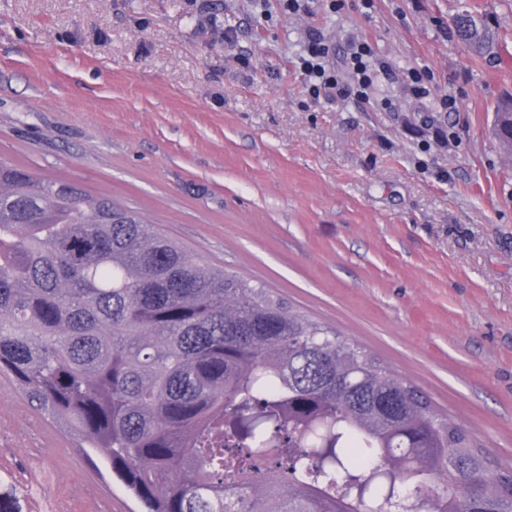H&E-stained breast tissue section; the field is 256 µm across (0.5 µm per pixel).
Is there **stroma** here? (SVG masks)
Here are the masks:
<instances>
[{
    "label": "stroma",
    "mask_w": 512,
    "mask_h": 512,
    "mask_svg": "<svg viewBox=\"0 0 512 512\" xmlns=\"http://www.w3.org/2000/svg\"><path fill=\"white\" fill-rule=\"evenodd\" d=\"M0 0V157L80 184L348 335L512 464V0ZM479 16L493 44L460 43ZM389 64L312 98L307 28ZM429 69L428 92L407 74ZM455 99L443 109V97ZM47 494L91 495L36 448ZM454 27L456 37L460 41L468 43L479 50L491 47L486 29L476 15L468 11L457 15ZM494 135L502 150L512 155V96L498 105L495 113Z\"/></svg>",
    "instance_id": "stroma-1"
}]
</instances>
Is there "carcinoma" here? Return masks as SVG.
I'll list each match as a JSON object with an SVG mask.
<instances>
[{
  "mask_svg": "<svg viewBox=\"0 0 512 512\" xmlns=\"http://www.w3.org/2000/svg\"><path fill=\"white\" fill-rule=\"evenodd\" d=\"M454 27L490 48L476 15ZM494 135L512 155V98ZM2 374L144 512H512V470L356 341L0 158Z\"/></svg>",
  "mask_w": 512,
  "mask_h": 512,
  "instance_id": "1",
  "label": "carcinoma"
}]
</instances>
